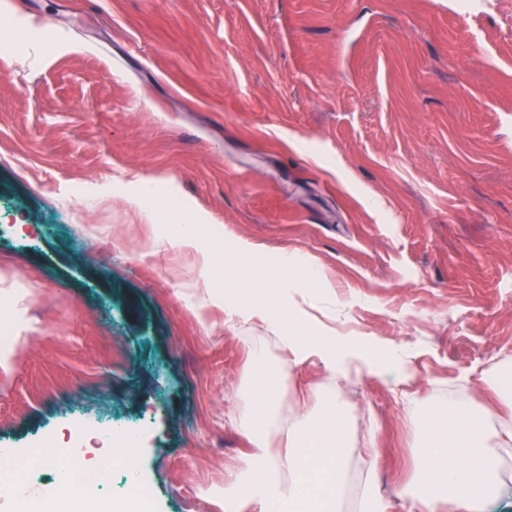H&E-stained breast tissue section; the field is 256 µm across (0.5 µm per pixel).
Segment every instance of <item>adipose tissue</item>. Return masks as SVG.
Wrapping results in <instances>:
<instances>
[{
	"label": "adipose tissue",
	"instance_id": "obj_1",
	"mask_svg": "<svg viewBox=\"0 0 512 512\" xmlns=\"http://www.w3.org/2000/svg\"><path fill=\"white\" fill-rule=\"evenodd\" d=\"M281 279L300 273L308 296L325 306L335 304L320 265L297 262L284 254L275 264ZM254 317L272 333L273 345L247 338L250 359L242 377L250 382L262 374L265 388L250 395L240 425L255 447L247 465L224 493V512H388V503L376 485L378 462L369 456L358 475L347 462V409L341 394L312 388L307 401L280 425L277 402L286 388L290 366L319 359L331 379L349 378L357 367L378 376L404 374L407 354L400 348L373 341H320L289 330L294 312L279 297L256 305ZM421 401L404 403L411 420L425 419L427 442L416 452L413 481L399 489L408 512H482L502 482L504 449L512 447V416L491 408L474 411L468 401L456 399L447 411L425 413ZM277 451H270L271 441ZM99 457L86 459L80 473L64 484L25 499L0 490V512H150L145 492L137 491L112 502L96 499L90 482L102 478Z\"/></svg>",
	"mask_w": 512,
	"mask_h": 512
}]
</instances>
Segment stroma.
Listing matches in <instances>:
<instances>
[{
  "label": "stroma",
  "instance_id": "obj_1",
  "mask_svg": "<svg viewBox=\"0 0 512 512\" xmlns=\"http://www.w3.org/2000/svg\"><path fill=\"white\" fill-rule=\"evenodd\" d=\"M19 18L52 42L0 56V222L31 226L0 245V319L25 326L0 448L133 427L152 512H224L266 333L246 309L285 252L336 292L311 331L408 355L337 384L309 360L282 398L340 387L388 512L415 470L403 401L512 411L484 383L512 372V0H0V38ZM184 213L245 279L167 245Z\"/></svg>",
  "mask_w": 512,
  "mask_h": 512
}]
</instances>
